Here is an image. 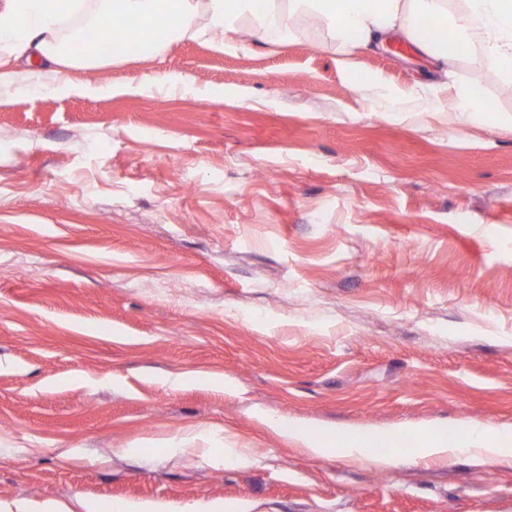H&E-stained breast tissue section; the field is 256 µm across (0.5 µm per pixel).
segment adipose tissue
<instances>
[{
  "label": "adipose tissue",
  "mask_w": 512,
  "mask_h": 512,
  "mask_svg": "<svg viewBox=\"0 0 512 512\" xmlns=\"http://www.w3.org/2000/svg\"><path fill=\"white\" fill-rule=\"evenodd\" d=\"M75 0H0V50L13 60H37V67L13 71L12 78L25 90L38 93L61 86L62 67H94L109 55L96 45L80 53L67 49L60 34L61 21L71 15ZM313 14L325 24L329 37L345 53L353 54L378 46L396 34L415 44L443 78L444 87L454 85L447 69L449 56L472 58L499 66L512 78V0H460L455 13H448L441 0H99L91 25L111 29L114 44L124 42L117 21L133 19L141 28L165 32L170 39L197 35L198 13L207 16V29L214 34L235 31L250 23L265 30L282 12ZM279 429L311 455L338 449L355 463L377 461L383 467L401 463V454L373 458V435L340 438L328 433L313 436L290 421H279ZM455 442L441 438L437 430L412 435L406 447L419 461L467 456L482 463H495L512 456V446L491 435L483 425L468 421L460 426Z\"/></svg>",
  "instance_id": "ef3b65f1"
}]
</instances>
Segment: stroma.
I'll list each match as a JSON object with an SVG mask.
<instances>
[{
    "label": "stroma",
    "instance_id": "obj_1",
    "mask_svg": "<svg viewBox=\"0 0 512 512\" xmlns=\"http://www.w3.org/2000/svg\"><path fill=\"white\" fill-rule=\"evenodd\" d=\"M307 21L0 82V512H512V457L384 469L267 423L512 437L504 79L461 58L490 111L388 112L429 58Z\"/></svg>",
    "mask_w": 512,
    "mask_h": 512
}]
</instances>
